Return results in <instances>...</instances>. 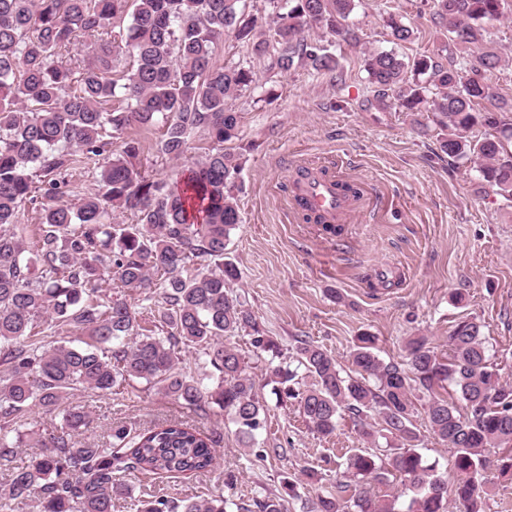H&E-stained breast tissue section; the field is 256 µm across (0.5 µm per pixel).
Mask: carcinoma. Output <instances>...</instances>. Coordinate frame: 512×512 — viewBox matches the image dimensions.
Wrapping results in <instances>:
<instances>
[{
	"label": "carcinoma",
	"mask_w": 512,
	"mask_h": 512,
	"mask_svg": "<svg viewBox=\"0 0 512 512\" xmlns=\"http://www.w3.org/2000/svg\"><path fill=\"white\" fill-rule=\"evenodd\" d=\"M241 0H0V509L32 505L35 512H112L130 495L119 472L176 475L210 470L213 440L183 421L131 435L112 429L108 448H76L71 435L90 415L63 410L64 431L48 439L11 426L34 407L53 411L77 389L109 392L124 378L143 379L189 407L215 404L252 448L264 429L267 405L239 351L226 339L250 332L252 346L269 357L277 398L296 401L304 421L322 436L336 433L343 415L371 416L394 439L384 453L355 450L336 481L347 497L320 496L312 512H482L486 473L512 475V385L501 380L480 325L458 322L449 336L451 357H440L426 336H409L405 360L385 361L376 337L363 333L351 351L352 369L308 339L297 340L289 363L246 301L230 291L236 267L224 261L231 231L240 223L234 190L238 155L224 151L238 113L229 105L255 83L253 68L224 66L216 48L231 35L269 71L298 67L342 81L339 61L305 31L323 27L348 44L359 41L346 24L355 0H268V20L247 15ZM502 0H433L432 23L448 34V65L423 55L408 63L392 52H370L363 68L378 97L396 95L407 112L440 117V152L453 161L480 160L482 184L512 202V103L492 92L488 75L506 58L484 46ZM393 40L414 29L387 13ZM81 59L69 58L80 38ZM482 47L475 57L454 51ZM130 63L116 71L120 51ZM488 106L482 108L480 104ZM159 126V151L179 160L192 135L211 149L181 187L141 169L140 142L112 152L114 134L130 126ZM480 126V137L467 135ZM97 161L98 189L76 203L69 171L77 154ZM30 207L40 223L35 252L17 220ZM130 213L133 222H119ZM146 300L159 296L158 315L170 331L138 332L134 304L112 295V282ZM73 325L83 346L39 335L46 321ZM199 349L204 372L178 371L179 346ZM313 379L302 387L299 375ZM453 386L460 412L442 395ZM428 397L430 430L452 451L453 475L418 451L415 394ZM43 448L24 463L19 449ZM398 479L401 489L380 493ZM293 480L249 505L222 495L200 501H141L140 512H288ZM408 497L406 510L397 507Z\"/></svg>",
	"instance_id": "obj_1"
}]
</instances>
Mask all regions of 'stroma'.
I'll return each mask as SVG.
<instances>
[{"label":"stroma","mask_w":512,"mask_h":512,"mask_svg":"<svg viewBox=\"0 0 512 512\" xmlns=\"http://www.w3.org/2000/svg\"><path fill=\"white\" fill-rule=\"evenodd\" d=\"M431 0H355L349 22L358 28L357 45L333 46L344 80L299 68L266 71L252 63L246 46L225 37L216 51L227 66L253 65L256 85L231 105L240 116L227 151L241 155L236 192L240 222L224 258L239 278L233 293L246 300L283 356L307 338L348 366L359 334L377 336L384 360L402 361L406 337L429 338L448 356V336L463 318L475 319L504 381L512 383V203L482 186L476 161L450 162L438 149V126L428 112H405L397 103L382 106L363 69L366 53L392 52L411 60L431 55L447 62L445 37L430 22ZM402 15L416 30L407 43L388 36L382 17ZM489 46L508 55L488 82L512 98V0L489 26ZM159 127H130L114 138L141 144L143 169L166 182L203 156L208 143L193 135L182 160L162 158ZM314 164L359 183L370 210L356 214L341 237L318 225L300 223L289 209V186L298 168ZM462 304H455V296ZM268 404L267 423L257 437L262 456L239 448L234 428L217 406L195 411L175 402L142 379H126L111 392L78 390L72 404L89 413L87 430L73 436L75 447H108L118 425L141 432L179 419L215 440L216 465L206 473L175 477L125 474L131 488L114 501L112 512H136L135 500L162 497L203 500L221 494L250 501L278 492L283 479L302 469L321 474L301 485L289 512H307L308 500L336 493L342 454L367 447L352 420L340 421L334 435L312 432L296 402L277 401L267 387L268 364L256 356L247 332L231 339Z\"/></svg>","instance_id":"1"}]
</instances>
